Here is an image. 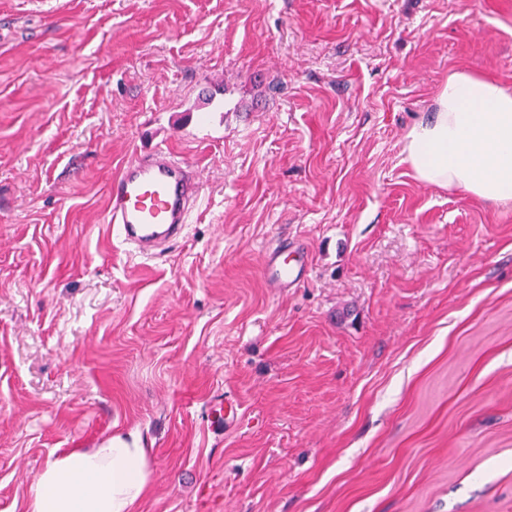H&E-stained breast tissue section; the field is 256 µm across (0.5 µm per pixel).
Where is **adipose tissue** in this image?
I'll return each instance as SVG.
<instances>
[{"label":"adipose tissue","mask_w":512,"mask_h":512,"mask_svg":"<svg viewBox=\"0 0 512 512\" xmlns=\"http://www.w3.org/2000/svg\"><path fill=\"white\" fill-rule=\"evenodd\" d=\"M401 153L422 184L512 203V91L491 77L449 73L433 112L406 131ZM151 480L140 432L117 431L50 460L27 512H136Z\"/></svg>","instance_id":"obj_1"}]
</instances>
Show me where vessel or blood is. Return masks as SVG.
I'll use <instances>...</instances> for the list:
<instances>
[{"instance_id":"b4317fda","label":"vessel or blood","mask_w":512,"mask_h":512,"mask_svg":"<svg viewBox=\"0 0 512 512\" xmlns=\"http://www.w3.org/2000/svg\"><path fill=\"white\" fill-rule=\"evenodd\" d=\"M198 170L165 148L137 153L108 189L111 237L130 253L155 258L183 234L199 203ZM308 251L296 239H275L262 253V275L275 288H294L307 269Z\"/></svg>"}]
</instances>
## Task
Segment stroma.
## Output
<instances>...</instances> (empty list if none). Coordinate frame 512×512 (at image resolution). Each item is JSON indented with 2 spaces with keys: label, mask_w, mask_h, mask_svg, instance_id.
Listing matches in <instances>:
<instances>
[{
  "label": "stroma",
  "mask_w": 512,
  "mask_h": 512,
  "mask_svg": "<svg viewBox=\"0 0 512 512\" xmlns=\"http://www.w3.org/2000/svg\"><path fill=\"white\" fill-rule=\"evenodd\" d=\"M458 70L512 91V0H0V512L121 429L138 512H512V203L401 156ZM154 147L204 190L145 259L106 206ZM308 250L296 239L277 238L262 253V275L273 288H295L307 269Z\"/></svg>",
  "instance_id": "stroma-1"
}]
</instances>
